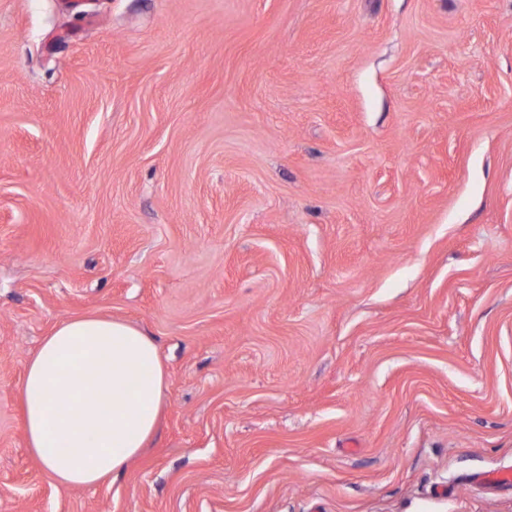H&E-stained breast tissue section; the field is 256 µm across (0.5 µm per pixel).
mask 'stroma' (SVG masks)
<instances>
[{
  "label": "stroma",
  "instance_id": "stroma-1",
  "mask_svg": "<svg viewBox=\"0 0 512 512\" xmlns=\"http://www.w3.org/2000/svg\"><path fill=\"white\" fill-rule=\"evenodd\" d=\"M98 314L155 437L66 487L20 390ZM512 0H0V512H512Z\"/></svg>",
  "mask_w": 512,
  "mask_h": 512
}]
</instances>
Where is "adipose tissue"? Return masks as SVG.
Returning <instances> with one entry per match:
<instances>
[{"label": "adipose tissue", "mask_w": 512, "mask_h": 512, "mask_svg": "<svg viewBox=\"0 0 512 512\" xmlns=\"http://www.w3.org/2000/svg\"><path fill=\"white\" fill-rule=\"evenodd\" d=\"M164 388L157 346L137 326L99 316L63 321L26 367L29 446L60 484H97L155 433ZM61 448L67 459H59Z\"/></svg>", "instance_id": "1"}]
</instances>
